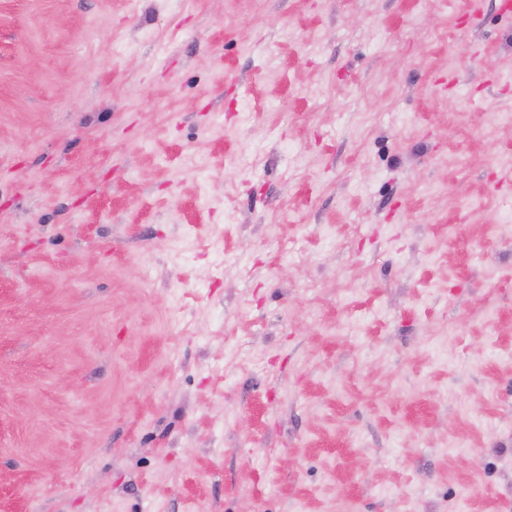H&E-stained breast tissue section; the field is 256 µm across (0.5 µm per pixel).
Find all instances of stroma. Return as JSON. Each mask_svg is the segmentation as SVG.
Returning a JSON list of instances; mask_svg holds the SVG:
<instances>
[{
  "label": "stroma",
  "mask_w": 512,
  "mask_h": 512,
  "mask_svg": "<svg viewBox=\"0 0 512 512\" xmlns=\"http://www.w3.org/2000/svg\"><path fill=\"white\" fill-rule=\"evenodd\" d=\"M511 66L498 0H0V506L512 512Z\"/></svg>",
  "instance_id": "1"
}]
</instances>
